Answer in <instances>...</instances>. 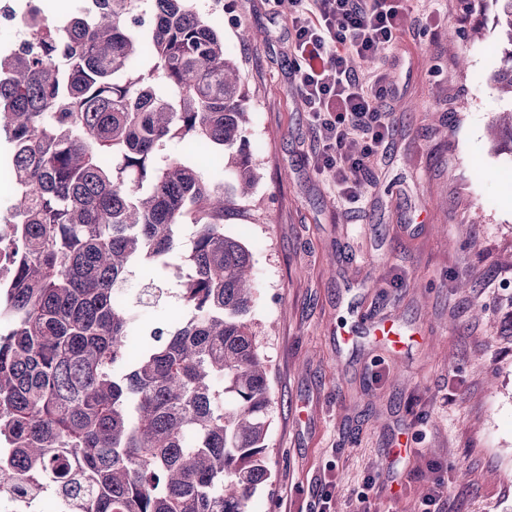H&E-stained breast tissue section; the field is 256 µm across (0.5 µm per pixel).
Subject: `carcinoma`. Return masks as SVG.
I'll return each mask as SVG.
<instances>
[{
  "label": "carcinoma",
  "instance_id": "cac0c4a2",
  "mask_svg": "<svg viewBox=\"0 0 512 512\" xmlns=\"http://www.w3.org/2000/svg\"><path fill=\"white\" fill-rule=\"evenodd\" d=\"M512 100V0H493ZM0 54V136L17 192L0 281V484L73 512H250L269 479L268 367L246 316L258 284L230 219H256L240 156L249 88L191 0H87ZM151 15V27L142 15ZM512 149V109L493 125ZM205 147L224 185L186 162ZM177 266L179 322L116 303L131 269Z\"/></svg>",
  "mask_w": 512,
  "mask_h": 512
}]
</instances>
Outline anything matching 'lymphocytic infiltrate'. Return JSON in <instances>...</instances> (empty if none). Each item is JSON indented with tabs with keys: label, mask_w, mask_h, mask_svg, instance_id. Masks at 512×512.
I'll list each match as a JSON object with an SVG mask.
<instances>
[{
	"label": "lymphocytic infiltrate",
	"mask_w": 512,
	"mask_h": 512,
	"mask_svg": "<svg viewBox=\"0 0 512 512\" xmlns=\"http://www.w3.org/2000/svg\"><path fill=\"white\" fill-rule=\"evenodd\" d=\"M287 20L294 86L319 145L316 166L333 172L340 194L358 202L390 125L380 108L386 75L369 82L357 66L404 34L403 0H288Z\"/></svg>",
	"instance_id": "1"
}]
</instances>
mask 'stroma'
Here are the masks:
<instances>
[{
	"label": "stroma",
	"instance_id": "35a3bbf8",
	"mask_svg": "<svg viewBox=\"0 0 512 512\" xmlns=\"http://www.w3.org/2000/svg\"><path fill=\"white\" fill-rule=\"evenodd\" d=\"M223 3L218 27L252 93L245 153L260 166L262 209L260 223L225 231L252 253L249 320L274 399L270 478L251 512H320L327 486L333 512H422L428 473L450 487L440 512H512V153L490 134L512 101L490 79L493 0H408L406 34L364 64L389 77L393 133L356 205L315 167L287 6ZM475 27L482 40H467ZM125 290L143 322L184 313L174 284L155 288L141 270ZM360 316L395 318L406 347L341 345ZM403 437L413 455L386 468ZM394 483L407 489L396 501Z\"/></svg>",
	"mask_w": 512,
	"mask_h": 512
}]
</instances>
